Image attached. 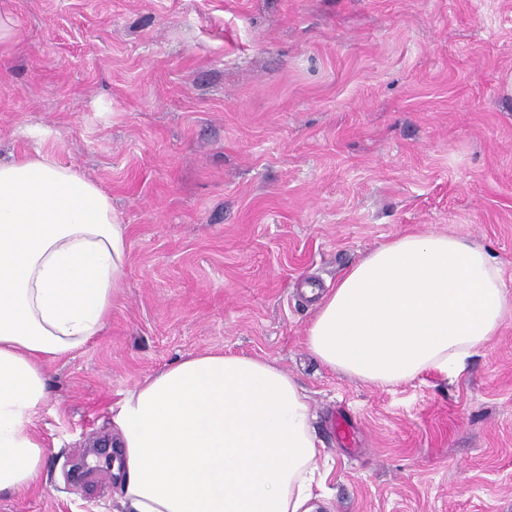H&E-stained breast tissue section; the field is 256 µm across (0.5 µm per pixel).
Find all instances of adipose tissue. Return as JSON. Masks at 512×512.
Segmentation results:
<instances>
[{
  "instance_id": "adipose-tissue-1",
  "label": "adipose tissue",
  "mask_w": 512,
  "mask_h": 512,
  "mask_svg": "<svg viewBox=\"0 0 512 512\" xmlns=\"http://www.w3.org/2000/svg\"><path fill=\"white\" fill-rule=\"evenodd\" d=\"M125 228L98 184L36 149L0 162V494L38 482L32 429L45 361L105 326L126 275ZM512 315L501 265L450 233L395 236L321 295L306 345L380 387L458 378ZM122 512H318L328 464L296 379L268 361L189 354L112 416Z\"/></svg>"
}]
</instances>
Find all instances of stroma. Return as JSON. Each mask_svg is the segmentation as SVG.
I'll return each instance as SVG.
<instances>
[{
    "label": "stroma",
    "instance_id": "35a3bbf8",
    "mask_svg": "<svg viewBox=\"0 0 512 512\" xmlns=\"http://www.w3.org/2000/svg\"><path fill=\"white\" fill-rule=\"evenodd\" d=\"M0 161L36 148L112 198L127 278L45 363L39 483L0 512H118L94 445L179 357L294 375L329 512H512V319L454 381L381 388L308 351L316 301L406 233L485 249L512 289V0H0ZM352 426L353 446L331 421Z\"/></svg>",
    "mask_w": 512,
    "mask_h": 512
}]
</instances>
